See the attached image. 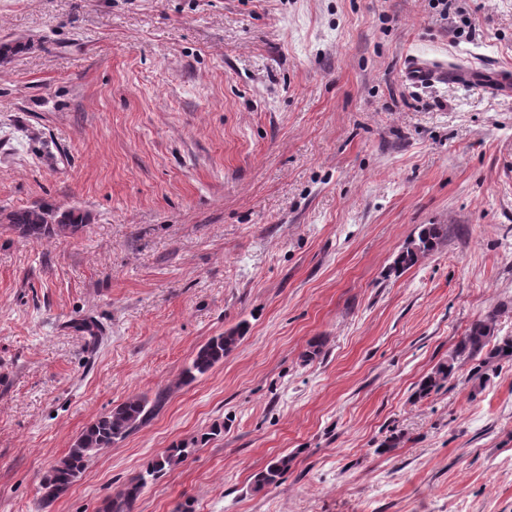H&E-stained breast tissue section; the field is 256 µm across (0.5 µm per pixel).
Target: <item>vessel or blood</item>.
I'll return each instance as SVG.
<instances>
[{"label": "vessel or blood", "instance_id": "b4317fda", "mask_svg": "<svg viewBox=\"0 0 512 512\" xmlns=\"http://www.w3.org/2000/svg\"><path fill=\"white\" fill-rule=\"evenodd\" d=\"M403 73L405 81L414 86L476 84L493 95L512 94V69L504 66H453L412 55L406 58Z\"/></svg>", "mask_w": 512, "mask_h": 512}]
</instances>
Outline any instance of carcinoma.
<instances>
[{"label": "carcinoma", "mask_w": 512, "mask_h": 512, "mask_svg": "<svg viewBox=\"0 0 512 512\" xmlns=\"http://www.w3.org/2000/svg\"><path fill=\"white\" fill-rule=\"evenodd\" d=\"M4 220L13 230L34 242L54 236L76 234L83 227V217L69 209L54 213L42 208H31L5 214ZM441 224H425L417 238L411 240L397 255L391 271L399 273L428 255L440 239L445 237ZM498 313L491 312L471 323L458 339L448 358L440 362L420 383L419 392L426 396L438 390L453 378L462 364L477 361L471 378L486 382L481 370L503 360L512 361V335H498ZM243 328L238 326L224 332V335L210 339L201 346L191 362L182 370L179 383L187 384L206 374L223 361L239 345ZM165 400L160 392L154 400L145 395H133L116 406L106 415L92 421L79 435L69 452L59 459L40 484L44 501H53L62 496L81 474L88 462L102 450L124 440L131 432L145 425L156 408ZM190 454V448L176 444L153 460L108 498L102 512H136L137 503L148 482L166 470L183 463ZM294 457L288 454L274 457L253 480L254 488L265 489L279 483L292 467Z\"/></svg>", "instance_id": "1"}]
</instances>
